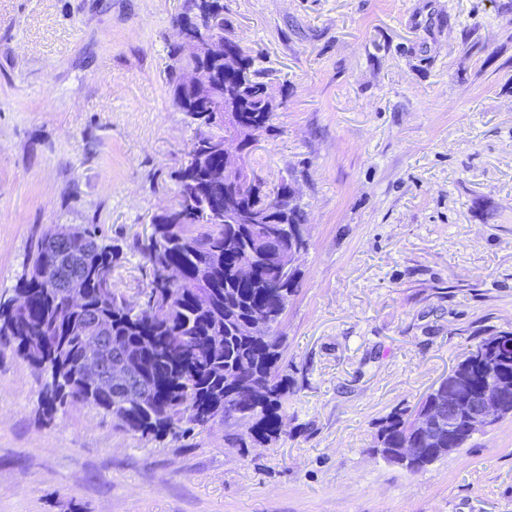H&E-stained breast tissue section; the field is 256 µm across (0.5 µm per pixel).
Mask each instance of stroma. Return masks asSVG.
Listing matches in <instances>:
<instances>
[{"mask_svg":"<svg viewBox=\"0 0 512 512\" xmlns=\"http://www.w3.org/2000/svg\"><path fill=\"white\" fill-rule=\"evenodd\" d=\"M184 0H0V291L51 224L151 232L194 135ZM281 101L250 157L307 212L278 441L143 440L0 348V512H512V417L413 474L369 454L482 337L512 331V0H224Z\"/></svg>","mask_w":512,"mask_h":512,"instance_id":"1","label":"stroma"}]
</instances>
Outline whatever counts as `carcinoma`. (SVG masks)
I'll return each instance as SVG.
<instances>
[{"label": "carcinoma", "instance_id": "carcinoma-1", "mask_svg": "<svg viewBox=\"0 0 512 512\" xmlns=\"http://www.w3.org/2000/svg\"><path fill=\"white\" fill-rule=\"evenodd\" d=\"M224 14L223 0H185L183 12L175 22L190 21L207 8ZM224 85L242 88L239 102L241 122L250 127L253 137L272 130L275 113L268 110L266 81L263 70L256 67L251 53L240 55L233 74L224 76V61L214 60ZM173 101L177 109L195 125V141L224 142V128L209 125L202 128L200 111L205 101L174 87ZM196 149H191L188 163L174 172L178 191L174 217L157 215L146 240L133 242L151 265L148 288L163 298L178 293L180 298L169 304L164 318L148 309L138 311L122 301H103L98 293L97 266L111 268L123 258L124 249L93 230V244L84 267L88 297L81 311L69 310L63 298L54 291L56 258L45 252L38 238H30L23 273L14 291L28 296L24 314L0 306V339L14 351L29 359L30 348L45 342L47 352L41 358L40 373L45 375L42 388L43 410L53 413L64 407L63 390L70 383L82 358L80 337L66 320L74 322L84 314L97 311L112 322L117 340L143 357L163 358L158 371L151 374V392L144 404L122 411L120 428L142 438L170 434L179 437L193 426H204L218 418L224 421V444L229 448H246L251 443L276 440L287 415L288 377L280 374L283 336L280 328L288 303L300 287L301 272L296 270L284 280L272 266H267L253 281L235 278L233 267L250 255V243L264 235V224H205L208 211L202 207L203 177L194 172ZM238 205L246 212L266 213L273 224H303V207L292 197L291 186L283 181L270 189L266 182L253 176L252 188L242 194ZM164 257L182 270L183 280L174 286L160 279L156 270ZM213 289L209 305L197 306L192 295L202 288ZM254 315L266 316L271 327L265 336H246L241 322ZM457 368L467 369L476 388L487 387L485 374L465 352ZM449 449L431 448L410 425V415L395 411L379 425L375 444L382 448H414V460L405 465L411 473H419L439 458L464 447L471 439L460 428L453 436L440 435Z\"/></svg>", "mask_w": 512, "mask_h": 512}]
</instances>
